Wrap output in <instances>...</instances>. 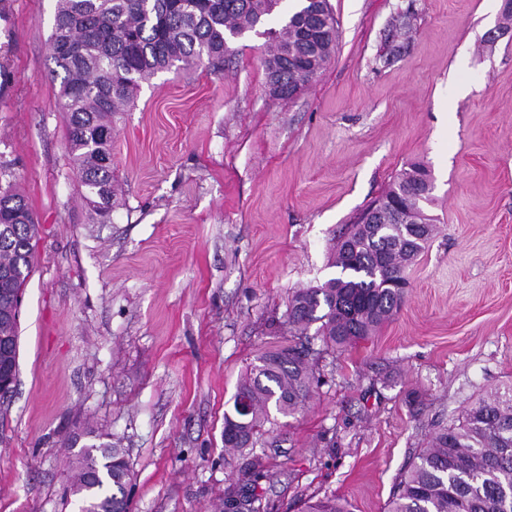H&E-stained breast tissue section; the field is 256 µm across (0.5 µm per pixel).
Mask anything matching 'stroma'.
Instances as JSON below:
<instances>
[{"label": "stroma", "mask_w": 512, "mask_h": 512, "mask_svg": "<svg viewBox=\"0 0 512 512\" xmlns=\"http://www.w3.org/2000/svg\"><path fill=\"white\" fill-rule=\"evenodd\" d=\"M329 3L336 53L291 100L252 34L223 74L143 82L112 127L103 222L68 160L56 0H0V163L41 228L0 512H77L68 443L87 422L128 453L130 512H215L248 462L224 464L240 376L291 343L275 321L293 291L335 276L332 246L414 162L437 232L397 313L262 438V512L324 495L386 512L426 434L512 384V0Z\"/></svg>", "instance_id": "1"}]
</instances>
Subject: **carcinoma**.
<instances>
[{
	"instance_id": "cac0c4a2",
	"label": "carcinoma",
	"mask_w": 512,
	"mask_h": 512,
	"mask_svg": "<svg viewBox=\"0 0 512 512\" xmlns=\"http://www.w3.org/2000/svg\"><path fill=\"white\" fill-rule=\"evenodd\" d=\"M286 0H57L51 55L64 72L61 91L68 120L69 154L84 198L106 220L112 212L110 158L112 118L126 111L141 83L160 72L203 64L219 73L232 43L247 34L266 37L264 61L295 60L277 75L282 94L288 86L311 82L336 53L338 22L329 0H302L289 9ZM313 18L319 45L307 49L299 23ZM0 167V343L12 345L9 366H18V323L7 318L9 294L27 280L39 239V224ZM427 168L413 164L375 203L379 224L362 223L359 214L336 243L330 265L339 276L299 288L288 301L284 325L296 342L262 354L241 375L235 397L249 412L224 414V451L252 457L242 484L224 491L222 506L245 500L259 512L252 482L264 477V457L255 453L265 426L276 415L292 416L311 397L319 361L326 355L367 340L402 303L409 282L406 269L431 240L434 225L425 212L431 194L421 185ZM315 333H310V330ZM322 347H313L314 340ZM70 493L79 512H127L121 492L131 480L125 449L109 434L85 427L69 444ZM96 473L93 481L82 480ZM304 512H351L334 496L307 501ZM387 512H512V385L507 392L479 399L457 421L429 434L387 504Z\"/></svg>"
}]
</instances>
